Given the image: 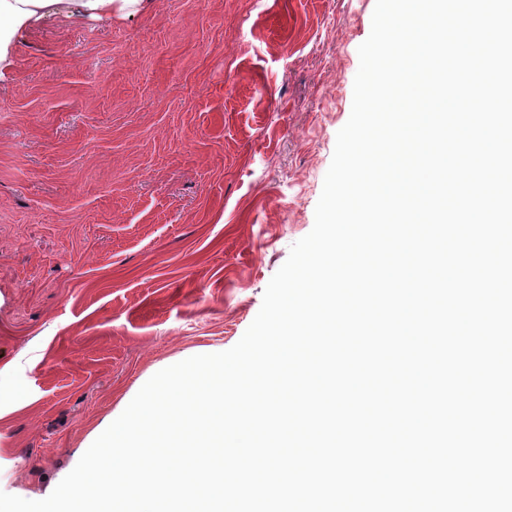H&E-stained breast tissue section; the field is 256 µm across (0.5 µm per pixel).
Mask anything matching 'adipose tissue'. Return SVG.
<instances>
[{
  "mask_svg": "<svg viewBox=\"0 0 512 512\" xmlns=\"http://www.w3.org/2000/svg\"><path fill=\"white\" fill-rule=\"evenodd\" d=\"M150 0H0V67L8 65L10 45L26 25L56 16L125 17L148 7Z\"/></svg>",
  "mask_w": 512,
  "mask_h": 512,
  "instance_id": "obj_1",
  "label": "adipose tissue"
}]
</instances>
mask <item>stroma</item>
Segmentation results:
<instances>
[{
    "instance_id": "stroma-1",
    "label": "stroma",
    "mask_w": 512,
    "mask_h": 512,
    "mask_svg": "<svg viewBox=\"0 0 512 512\" xmlns=\"http://www.w3.org/2000/svg\"><path fill=\"white\" fill-rule=\"evenodd\" d=\"M376 0H152L0 78V491L41 500L161 369L233 347L315 220Z\"/></svg>"
}]
</instances>
